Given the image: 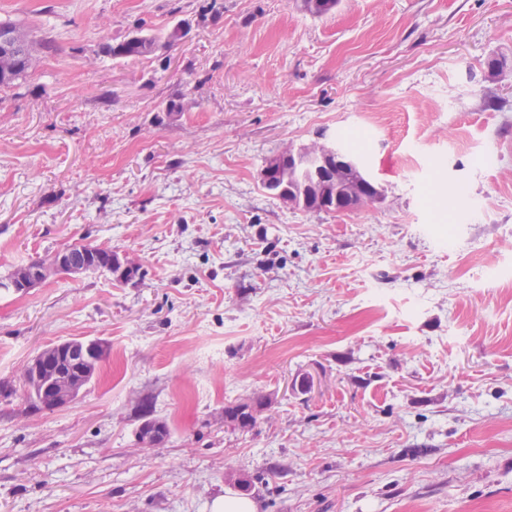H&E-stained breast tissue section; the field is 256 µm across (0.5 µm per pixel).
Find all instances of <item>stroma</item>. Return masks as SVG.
Returning <instances> with one entry per match:
<instances>
[{"instance_id": "obj_1", "label": "stroma", "mask_w": 512, "mask_h": 512, "mask_svg": "<svg viewBox=\"0 0 512 512\" xmlns=\"http://www.w3.org/2000/svg\"><path fill=\"white\" fill-rule=\"evenodd\" d=\"M0 20L55 46L0 91V279L85 243L141 268L0 288V512H211L243 476L257 512H512V0H0ZM178 23L156 56L99 51ZM348 134L380 203L263 189L266 158ZM73 339L109 345L96 378L30 409L23 364ZM259 394L255 427L225 423ZM144 414L141 416V423L139 424L137 435L142 441L153 442L156 438L166 439L169 436V429L167 424L157 418L151 417V410H148L150 405L144 403Z\"/></svg>"}]
</instances>
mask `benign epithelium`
Segmentation results:
<instances>
[{
    "label": "benign epithelium",
    "mask_w": 512,
    "mask_h": 512,
    "mask_svg": "<svg viewBox=\"0 0 512 512\" xmlns=\"http://www.w3.org/2000/svg\"><path fill=\"white\" fill-rule=\"evenodd\" d=\"M308 153L316 157L318 167L314 171L315 181L301 188L303 200L320 196L323 183L332 179L336 181V210L346 211L376 202L372 189L354 177L358 170L356 162L346 159L339 150L321 144L304 146L272 157L263 169L264 183L276 182L283 159L291 163ZM114 267L124 272L136 269L138 265L120 258L112 247L105 244H99L88 251L80 261L75 260L70 251L62 250L38 267L28 264L16 267L8 287L16 292L27 293L64 270L76 278L92 277ZM100 355L101 349L96 343L75 345L69 341L61 342L39 351L29 359L22 367L21 377L28 390L40 394L42 409L52 411L73 402L79 396L90 372L99 362Z\"/></svg>",
    "instance_id": "1"
}]
</instances>
